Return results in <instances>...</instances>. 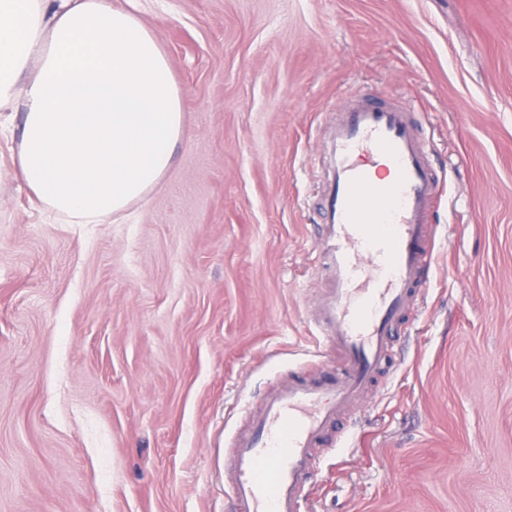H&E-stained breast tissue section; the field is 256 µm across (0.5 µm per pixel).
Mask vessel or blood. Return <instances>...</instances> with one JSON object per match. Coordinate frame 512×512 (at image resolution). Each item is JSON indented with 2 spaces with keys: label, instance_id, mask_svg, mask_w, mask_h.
Returning a JSON list of instances; mask_svg holds the SVG:
<instances>
[{
  "label": "vessel or blood",
  "instance_id": "obj_1",
  "mask_svg": "<svg viewBox=\"0 0 512 512\" xmlns=\"http://www.w3.org/2000/svg\"><path fill=\"white\" fill-rule=\"evenodd\" d=\"M325 153L318 209L329 279L314 320L336 367L263 396L227 464L230 512H304L324 433L375 385L399 322L430 282L439 180L412 113L355 99L328 127Z\"/></svg>",
  "mask_w": 512,
  "mask_h": 512
}]
</instances>
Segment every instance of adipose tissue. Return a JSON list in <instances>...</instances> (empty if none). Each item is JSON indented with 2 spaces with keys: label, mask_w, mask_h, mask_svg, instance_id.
Segmentation results:
<instances>
[{
  "label": "adipose tissue",
  "mask_w": 512,
  "mask_h": 512,
  "mask_svg": "<svg viewBox=\"0 0 512 512\" xmlns=\"http://www.w3.org/2000/svg\"><path fill=\"white\" fill-rule=\"evenodd\" d=\"M1 109L23 114L17 178L71 224L141 199L183 135L165 53L112 0H0Z\"/></svg>",
  "instance_id": "adipose-tissue-1"
}]
</instances>
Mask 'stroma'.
Instances as JSON below:
<instances>
[{
  "mask_svg": "<svg viewBox=\"0 0 512 512\" xmlns=\"http://www.w3.org/2000/svg\"><path fill=\"white\" fill-rule=\"evenodd\" d=\"M183 136L128 217L49 220L0 134V512H227L235 432L319 375L323 134L422 122L432 282L309 512H512V0H131Z\"/></svg>",
  "mask_w": 512,
  "mask_h": 512,
  "instance_id": "stroma-1",
  "label": "stroma"
}]
</instances>
